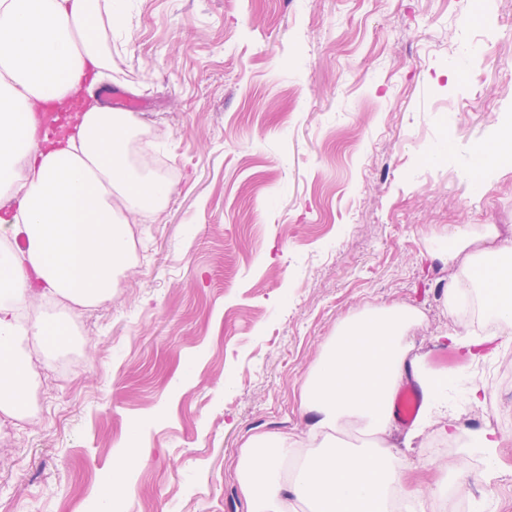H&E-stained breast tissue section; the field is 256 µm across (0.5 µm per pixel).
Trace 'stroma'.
<instances>
[{
	"label": "stroma",
	"mask_w": 512,
	"mask_h": 512,
	"mask_svg": "<svg viewBox=\"0 0 512 512\" xmlns=\"http://www.w3.org/2000/svg\"><path fill=\"white\" fill-rule=\"evenodd\" d=\"M112 82L146 101L173 192L133 225L111 299L32 357V417L0 415V512H96L130 428L144 453L116 512H246L244 444L304 436L299 388L337 324L392 303L421 314L413 355L455 377L417 439L392 426L420 486L397 512L466 487L471 512H512V386L492 380L512 334L449 310L459 267L429 254L460 230L480 250L489 227L512 235V157L483 192L462 178L512 122V0H130ZM465 329L482 358L449 342ZM444 416L460 437L443 456ZM484 431L502 443L470 451Z\"/></svg>",
	"instance_id": "obj_1"
}]
</instances>
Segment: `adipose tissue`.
I'll use <instances>...</instances> for the list:
<instances>
[{
    "label": "adipose tissue",
    "mask_w": 512,
    "mask_h": 512,
    "mask_svg": "<svg viewBox=\"0 0 512 512\" xmlns=\"http://www.w3.org/2000/svg\"><path fill=\"white\" fill-rule=\"evenodd\" d=\"M127 0H0V198L16 202L0 230L24 236L23 247L0 249V414L26 415L31 385L22 340L55 349L83 308L112 296L129 263L137 215L162 210L170 183L151 176L153 158L128 159L135 116L83 101L88 81L112 69V27ZM72 111L74 133L48 138L42 112ZM467 233L433 248L434 259L459 262L446 291L449 306L477 293L485 314L512 323V238L472 250ZM70 302L66 318L22 327L21 306L34 300ZM420 318L406 304L368 305L344 318L299 391L309 415L310 445L302 465L287 472L297 440L253 436L239 463L246 512H390L389 493L415 490L394 456L388 434L394 397L407 371L417 373L423 406L448 404L451 376L418 373L409 334ZM361 434V445L341 448L340 434ZM127 433L118 445L111 479L98 495L99 512H113L131 488Z\"/></svg>",
    "instance_id": "obj_1"
}]
</instances>
